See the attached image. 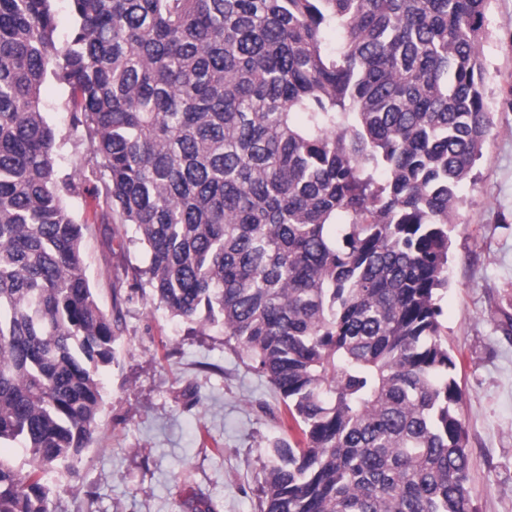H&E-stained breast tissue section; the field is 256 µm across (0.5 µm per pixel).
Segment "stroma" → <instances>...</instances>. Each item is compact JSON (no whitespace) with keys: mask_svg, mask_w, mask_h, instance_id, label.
<instances>
[{"mask_svg":"<svg viewBox=\"0 0 512 512\" xmlns=\"http://www.w3.org/2000/svg\"><path fill=\"white\" fill-rule=\"evenodd\" d=\"M482 43L494 130L477 160L448 252L441 317L459 358L474 512H512V0H492ZM57 162L86 174L67 92L41 88ZM86 275L118 315L114 359L89 448L55 477L53 512H259L263 468L287 437L267 376L218 328L177 320L142 292L141 250L103 197L71 199Z\"/></svg>","mask_w":512,"mask_h":512,"instance_id":"35a3bbf8","label":"stroma"}]
</instances>
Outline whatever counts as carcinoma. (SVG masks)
<instances>
[{
	"label": "carcinoma",
	"mask_w": 512,
	"mask_h": 512,
	"mask_svg": "<svg viewBox=\"0 0 512 512\" xmlns=\"http://www.w3.org/2000/svg\"><path fill=\"white\" fill-rule=\"evenodd\" d=\"M491 0H0V512L93 441L112 315L41 99L68 92L138 274L285 405L261 512H471L450 233L493 129ZM336 31L330 47L325 36Z\"/></svg>",
	"instance_id": "cac0c4a2"
}]
</instances>
